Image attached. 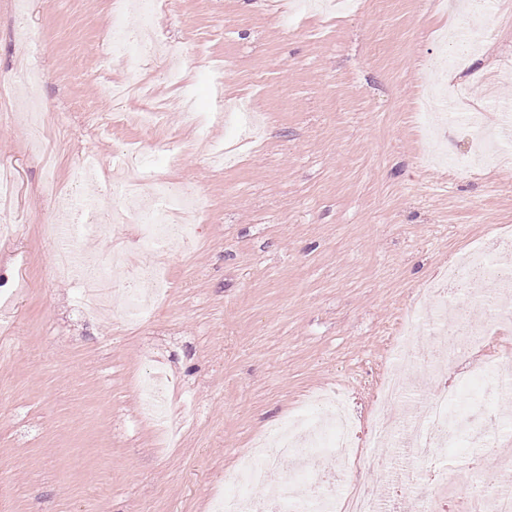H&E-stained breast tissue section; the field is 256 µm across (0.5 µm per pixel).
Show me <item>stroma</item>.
<instances>
[{"instance_id":"1","label":"stroma","mask_w":512,"mask_h":512,"mask_svg":"<svg viewBox=\"0 0 512 512\" xmlns=\"http://www.w3.org/2000/svg\"><path fill=\"white\" fill-rule=\"evenodd\" d=\"M295 0H166L154 36L183 51L186 80L172 87L161 59L130 72L101 65L112 0H0V100L26 104L14 81L26 24L43 40L39 98L55 117L52 160L31 154L20 116L0 112V166L16 176L18 229L0 235V512H210L241 451L301 409L312 390L343 388L366 417L392 330L416 287L454 252L497 226H512V159L492 172L449 175L421 166L419 94L438 77L465 87L459 112L512 104V12L488 13L482 53L443 72L444 32L459 0H338L312 14ZM224 92L249 94L269 115L265 144L243 147L240 124L211 139L240 149L214 167L184 129L190 100L210 111L212 65ZM142 81L166 112L152 130L115 125L139 111L134 96L104 99L105 84ZM95 156L119 157L152 175L189 183L210 203L191 242H168L160 259L173 286L154 321L122 326L81 313L73 279L54 275L56 243L42 224L74 211L43 194L45 179L95 199L99 179L73 184ZM164 365L174 398H191L195 425L180 447H159L141 412L140 380Z\"/></svg>"}]
</instances>
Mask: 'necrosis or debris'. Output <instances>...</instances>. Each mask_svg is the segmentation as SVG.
I'll return each mask as SVG.
<instances>
[{
	"label": "necrosis or debris",
	"mask_w": 512,
	"mask_h": 512,
	"mask_svg": "<svg viewBox=\"0 0 512 512\" xmlns=\"http://www.w3.org/2000/svg\"><path fill=\"white\" fill-rule=\"evenodd\" d=\"M126 13L116 10L100 45V59L109 62L125 54L131 68L157 57L160 44L144 29L128 32ZM486 35L485 16L466 5L463 21L452 31L454 52L449 69L472 57ZM472 130L467 152L447 158L451 172L471 171L479 162L512 151V115L502 114L497 130H490L480 112L461 114ZM129 192L139 205L123 203L108 208L88 203L78 227V246L62 245L54 271L81 276L84 286L94 287L104 300L113 301V315L139 321L152 317L154 295L167 291L169 278L159 259L166 242L190 239L195 227L173 221L174 213L201 210L202 196L193 189L142 176ZM113 225H137L134 252L114 251L90 258L83 245L96 239L102 218ZM494 282L489 294L472 293L471 280ZM430 301L405 311L406 324L395 332L400 357L389 368L376 397L368 429H360L345 396L338 392L314 396L311 409L316 419L290 416L269 431L260 447L241 456L229 479L233 494L224 496L214 512H403L413 500L415 512H444L449 488H457L467 512H512V453L503 446L498 414L481 410L462 411L457 402L466 386L491 382L493 399H502L512 385V351H488L489 337L512 333V236L483 238L471 243L448 263L447 272L427 285ZM484 312L485 325L473 324L470 311ZM428 322L432 341L428 351L413 345V329ZM170 377L164 368L151 366L141 380L144 414L161 430L180 437L183 424L192 418L184 405L174 418L167 400ZM416 410L404 420L392 411L405 399ZM469 437L475 453L461 470L437 467L448 448ZM371 448L399 446L403 458L392 464L380 460L368 478L352 466L357 440ZM267 488L264 498L252 490Z\"/></svg>",
	"instance_id": "obj_1"
}]
</instances>
